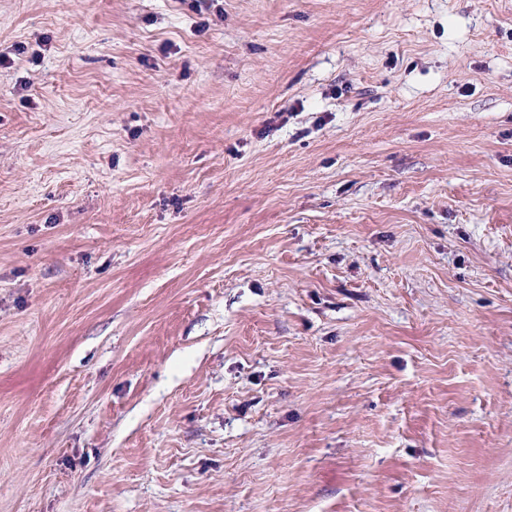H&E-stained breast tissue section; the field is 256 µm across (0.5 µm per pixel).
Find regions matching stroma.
I'll return each instance as SVG.
<instances>
[{
  "mask_svg": "<svg viewBox=\"0 0 512 512\" xmlns=\"http://www.w3.org/2000/svg\"><path fill=\"white\" fill-rule=\"evenodd\" d=\"M0 512H512V0H0Z\"/></svg>",
  "mask_w": 512,
  "mask_h": 512,
  "instance_id": "obj_1",
  "label": "stroma"
}]
</instances>
